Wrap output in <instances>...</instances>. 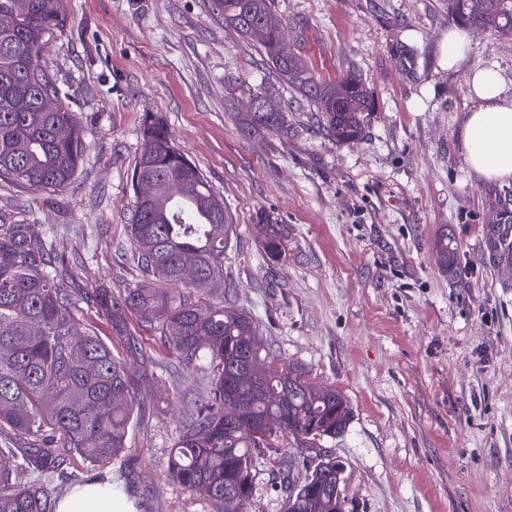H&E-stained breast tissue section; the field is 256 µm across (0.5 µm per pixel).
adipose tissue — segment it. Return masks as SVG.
Returning <instances> with one entry per match:
<instances>
[{"label": "adipose tissue", "instance_id": "1", "mask_svg": "<svg viewBox=\"0 0 512 512\" xmlns=\"http://www.w3.org/2000/svg\"><path fill=\"white\" fill-rule=\"evenodd\" d=\"M467 85L475 100L460 129L467 162L486 181L512 180V92L492 67L472 70ZM57 512H135V506L112 486L86 484L66 494Z\"/></svg>", "mask_w": 512, "mask_h": 512}]
</instances>
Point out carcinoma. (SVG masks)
Segmentation results:
<instances>
[{
  "mask_svg": "<svg viewBox=\"0 0 512 512\" xmlns=\"http://www.w3.org/2000/svg\"><path fill=\"white\" fill-rule=\"evenodd\" d=\"M456 18L477 31L512 35V0H450ZM224 23L255 42L298 94L311 98L319 121L340 143L363 133L372 99L363 81L346 73L334 82L315 78L301 53L288 46L274 0H213ZM0 181L38 191H61L82 164L86 144L69 95L40 64L45 39L63 30L61 0H0ZM54 106L46 109L44 100ZM250 94L247 124L288 134L287 114ZM143 146L132 175L134 205L128 236L145 281L115 297L97 288L87 300L111 322L125 354L149 360L134 315L158 332L185 368H202L205 401L192 409L175 444L169 473L185 489L209 500L215 512H233L253 491L256 456L280 437L304 448L345 432L353 412L335 388L318 385L302 366L286 370L271 360L253 315L189 291L186 273L224 291V250L233 225L224 198L172 140L159 117L145 122ZM186 197L199 218L172 208ZM268 255L279 260L283 243L275 224H259ZM64 261L26 220L0 214V512H55L52 484L75 454L93 464L122 457L134 417L136 379L93 329L78 330L77 301L63 282ZM35 478L18 483L12 467ZM342 464L325 457L295 495L285 491L284 512H325L336 498L328 477Z\"/></svg>",
  "mask_w": 512,
  "mask_h": 512,
  "instance_id": "cac0c4a2",
  "label": "carcinoma"
}]
</instances>
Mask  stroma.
<instances>
[{
    "label": "stroma",
    "instance_id": "stroma-1",
    "mask_svg": "<svg viewBox=\"0 0 512 512\" xmlns=\"http://www.w3.org/2000/svg\"><path fill=\"white\" fill-rule=\"evenodd\" d=\"M274 5L317 79L351 70L371 91L361 140L326 135L313 102L211 0H63L70 23L45 43L41 63L70 96L85 159L59 192L0 182V212L21 213L71 266L65 286L82 322L111 341L85 295H117L143 279L126 229L131 176L147 117H161L224 198L234 307L257 319L280 365L304 366L353 409L347 430L323 443L344 465L346 512H512V260H499L497 245L512 222V180L478 178L459 136L473 106L470 71L495 66L512 90V38L471 32L450 71L440 64L457 26L448 0ZM258 89L287 101V135L246 128ZM263 218L280 229L279 261L256 232ZM443 227L447 268L433 250ZM130 327L150 356L126 441L137 477L70 457L56 494L102 473L140 512H213L169 474L205 373L179 366L138 319ZM301 457L286 436L259 457L246 512H283L271 461Z\"/></svg>",
    "mask_w": 512,
    "mask_h": 512
}]
</instances>
